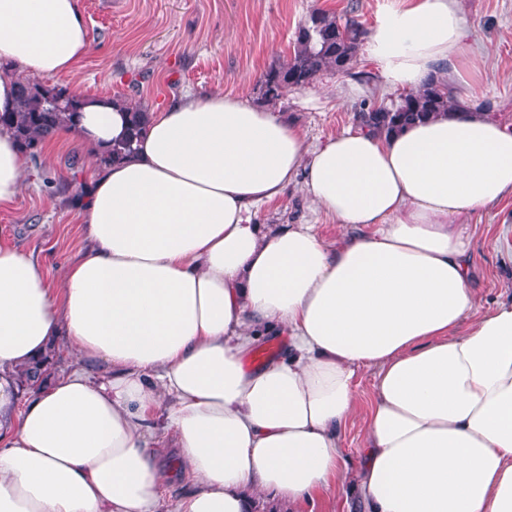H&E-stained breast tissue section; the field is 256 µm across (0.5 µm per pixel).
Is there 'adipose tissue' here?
Listing matches in <instances>:
<instances>
[{
	"label": "adipose tissue",
	"instance_id": "1",
	"mask_svg": "<svg viewBox=\"0 0 512 512\" xmlns=\"http://www.w3.org/2000/svg\"><path fill=\"white\" fill-rule=\"evenodd\" d=\"M460 0H404L376 19L385 87L471 63ZM90 48L80 0H0V112L13 69L71 74ZM129 114L88 97L62 139L96 155ZM0 128V204L25 182ZM341 233L255 223L295 180ZM512 197V133L450 107L398 134L360 125L315 148L276 110L215 92L152 112L134 154L77 205L86 247L50 287L0 243V512L290 508L339 477L340 432L373 371L358 486L370 512H512V303L473 316L464 219ZM289 338L258 367L265 335ZM64 339L74 367L16 411L13 372ZM163 411L175 457L150 423ZM271 346L275 347L274 351L264 360H262L260 362H255L254 359H255L256 354L268 347H271ZM287 348H288V336H286V335L267 336V337L263 338L258 343L256 349L254 348L252 350V353H251L250 357L248 358V365L260 366L272 358L279 357ZM192 476L183 471L177 473L173 480L168 484L163 485L162 497L165 504H167L168 511L172 509L173 504L180 497L182 492L192 484Z\"/></svg>",
	"mask_w": 512,
	"mask_h": 512
}]
</instances>
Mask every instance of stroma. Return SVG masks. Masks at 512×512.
<instances>
[{
  "label": "stroma",
  "mask_w": 512,
  "mask_h": 512,
  "mask_svg": "<svg viewBox=\"0 0 512 512\" xmlns=\"http://www.w3.org/2000/svg\"><path fill=\"white\" fill-rule=\"evenodd\" d=\"M402 0H82L90 34V50L71 75L46 76V85L79 88L84 94L125 98L152 111L185 93L221 92L252 104L285 112L317 146L353 125L363 101L395 98L384 88L360 44L351 68L327 70L309 86L285 92L268 102L260 81L274 65L288 62L293 35L311 11L353 13L365 30H372L379 13ZM469 31L474 67L466 81L451 80L453 104L483 107L512 131V0H460ZM79 155L78 171L69 160ZM95 162L75 147L59 144L39 166H28L26 186L9 204H0V242L33 254L50 283H57L67 262L85 247L83 229L66 197L52 194L48 178L78 176L91 181ZM261 224L315 225L326 241H334L339 226L313 212L299 185H291L257 214ZM476 254L478 312L512 301V252L501 250L497 235L512 226V198L494 212L467 217ZM373 374L357 378V410L340 437L347 469L306 504L305 512H365L353 485L367 444L366 412L372 398Z\"/></svg>",
  "instance_id": "35a3bbf8"
}]
</instances>
